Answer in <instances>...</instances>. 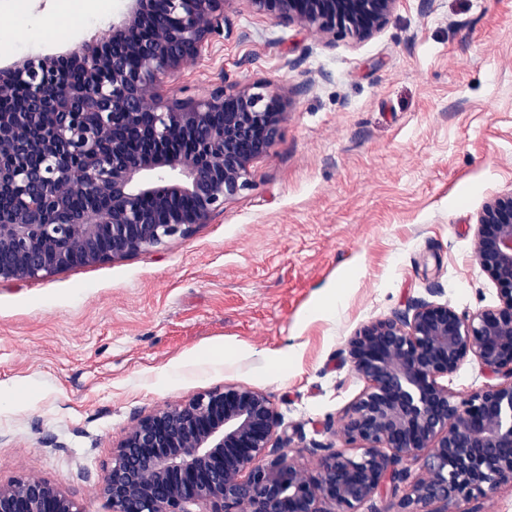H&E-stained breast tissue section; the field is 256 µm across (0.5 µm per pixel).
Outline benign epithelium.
I'll return each mask as SVG.
<instances>
[{
  "label": "benign epithelium",
  "mask_w": 512,
  "mask_h": 512,
  "mask_svg": "<svg viewBox=\"0 0 512 512\" xmlns=\"http://www.w3.org/2000/svg\"><path fill=\"white\" fill-rule=\"evenodd\" d=\"M246 2L331 47L374 37L400 0ZM229 3L127 0L112 22L120 51L92 41L72 51L70 63L104 76L81 90L62 59L0 71V97L22 81L31 102L26 112L0 113V198H16L0 210V280L134 256L210 223L249 188L253 162L280 135L288 92L227 75L202 99L165 90L166 78L230 28ZM144 27L150 40L132 37ZM133 133L145 142L136 154L125 148ZM174 139L197 148L173 154L164 144ZM74 164L79 175L69 179ZM74 194L104 205L65 218ZM180 198L191 206H174ZM474 256L497 285L496 305L466 314L420 298L347 338L343 361L365 387L342 425L359 457L315 444L318 468L306 472L288 459L291 438L266 393L216 388L145 415L126 433L97 477L111 512H359L388 492L396 512H449L452 502L512 484V188L478 212ZM470 357L498 382L459 400L448 377ZM410 459L423 461L420 476L403 466ZM0 512L84 510L60 486L25 474L0 483Z\"/></svg>",
  "instance_id": "benign-epithelium-1"
}]
</instances>
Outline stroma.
I'll list each match as a JSON object with an SVG mask.
<instances>
[{"instance_id":"35a3bbf8","label":"stroma","mask_w":512,"mask_h":512,"mask_svg":"<svg viewBox=\"0 0 512 512\" xmlns=\"http://www.w3.org/2000/svg\"><path fill=\"white\" fill-rule=\"evenodd\" d=\"M64 2L0 0V68L111 41ZM228 16L170 88H288L281 135L187 236L0 280V482L33 473L110 512L96 478L137 418L225 385L265 392L315 470L365 386L342 361L355 329L427 296L497 302L473 251L483 203L512 187V0H401L374 38L330 48L246 0Z\"/></svg>"}]
</instances>
